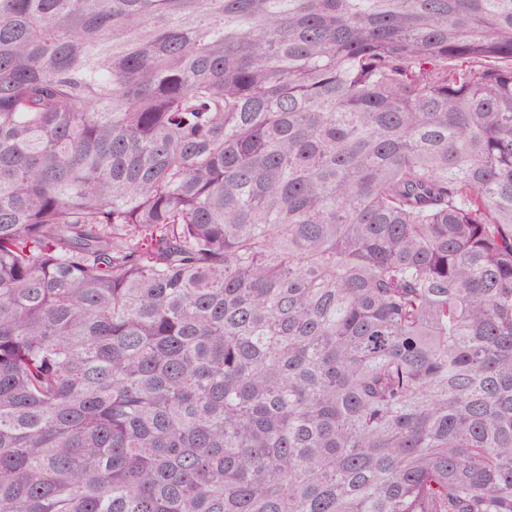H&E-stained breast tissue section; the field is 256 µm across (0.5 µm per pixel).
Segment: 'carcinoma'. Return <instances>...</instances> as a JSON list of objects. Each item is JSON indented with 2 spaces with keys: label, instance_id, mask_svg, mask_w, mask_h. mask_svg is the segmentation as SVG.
Returning a JSON list of instances; mask_svg holds the SVG:
<instances>
[{
  "label": "carcinoma",
  "instance_id": "cac0c4a2",
  "mask_svg": "<svg viewBox=\"0 0 512 512\" xmlns=\"http://www.w3.org/2000/svg\"><path fill=\"white\" fill-rule=\"evenodd\" d=\"M0 512H512V0H0Z\"/></svg>",
  "mask_w": 512,
  "mask_h": 512
}]
</instances>
